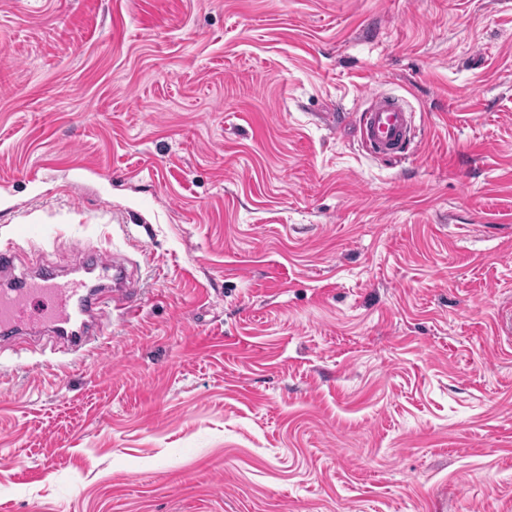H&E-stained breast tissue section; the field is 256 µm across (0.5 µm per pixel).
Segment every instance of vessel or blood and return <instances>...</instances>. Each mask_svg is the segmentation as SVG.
I'll return each instance as SVG.
<instances>
[{"label":"vessel or blood","mask_w":512,"mask_h":512,"mask_svg":"<svg viewBox=\"0 0 512 512\" xmlns=\"http://www.w3.org/2000/svg\"><path fill=\"white\" fill-rule=\"evenodd\" d=\"M356 135L373 156L404 155L414 141V114L397 98L373 96L358 117ZM93 262L101 272L112 275L114 287L107 294L90 293L77 280L17 271L14 254L1 251L0 328L37 327L63 337L65 353L83 357L95 351L116 303L128 300L132 291L125 286L123 262L103 253L96 254Z\"/></svg>","instance_id":"1"}]
</instances>
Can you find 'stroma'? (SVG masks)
Returning <instances> with one entry per match:
<instances>
[{
	"label": "stroma",
	"instance_id": "35a3bbf8",
	"mask_svg": "<svg viewBox=\"0 0 512 512\" xmlns=\"http://www.w3.org/2000/svg\"><path fill=\"white\" fill-rule=\"evenodd\" d=\"M79 245L138 312L0 336V512H512V0H0V250ZM401 100L373 96L359 114L356 136L362 147L376 157H398L406 154L414 141L415 119Z\"/></svg>",
	"mask_w": 512,
	"mask_h": 512
}]
</instances>
